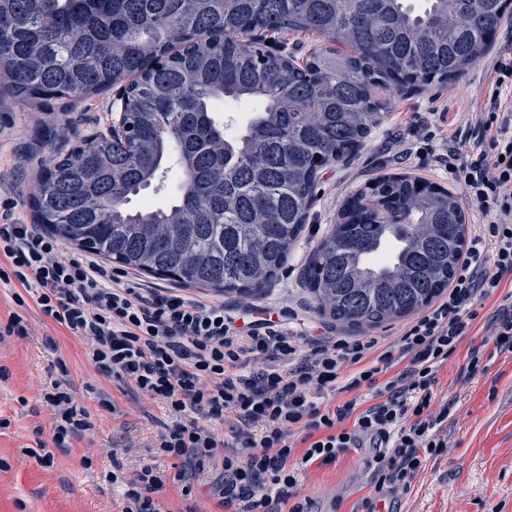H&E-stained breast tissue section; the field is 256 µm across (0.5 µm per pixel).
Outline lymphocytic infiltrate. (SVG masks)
<instances>
[{"instance_id":"f902f5d3","label":"lymphocytic infiltrate","mask_w":512,"mask_h":512,"mask_svg":"<svg viewBox=\"0 0 512 512\" xmlns=\"http://www.w3.org/2000/svg\"><path fill=\"white\" fill-rule=\"evenodd\" d=\"M491 66L496 87L478 101V119L456 125L431 154L483 222L447 294L387 347L375 336L302 339L270 319L245 334L225 317L223 304L149 287L91 255L64 256L38 225L0 223V283L13 287L18 306L0 335H27L21 312L39 310L85 341L97 372L162 401L176 417L153 446L155 456L175 459L173 470L148 463L129 478L111 474L122 489L123 512H162L157 495L168 484L187 499L192 471L210 464L222 468L223 503L234 512H308L299 489L309 466L335 464L346 449L369 442L371 480L381 490L407 485L424 456L447 448L449 409L432 407L436 374L495 296L500 302L488 333L470 347L465 371L482 372L486 345L512 355V292L504 290L512 280V111L501 99L512 81L511 38L493 53ZM387 365L398 371L386 378ZM364 387L372 391L368 406L354 396ZM339 388L349 400L321 406L324 394ZM43 400L54 412V444L91 429L89 413L60 381L47 386Z\"/></svg>"}]
</instances>
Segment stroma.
<instances>
[{"label": "stroma", "instance_id": "1", "mask_svg": "<svg viewBox=\"0 0 512 512\" xmlns=\"http://www.w3.org/2000/svg\"><path fill=\"white\" fill-rule=\"evenodd\" d=\"M495 75L478 63L457 81L419 90L402 86L385 93V117L352 157L321 169L307 224L277 279L252 295H224V313L249 328L270 318L301 334L340 336L344 330L320 316L305 285L309 262L331 233L347 198L376 178L405 173L454 190L448 172L427 152L404 156L400 138L432 112L456 115L466 101L488 95ZM113 91L59 113L51 138L41 135V112L14 99L0 83V215L32 221L28 194L41 157L67 152L79 138L107 132ZM25 336L0 338V512H122L108 476L114 468L134 471L147 446L173 421L165 405L124 394L88 362L83 341L44 315L28 310ZM469 341L437 374L433 403L449 405L448 446L426 458L410 486L386 493L393 512H512V355L484 357L485 370L466 377ZM65 380L75 401L91 412L94 427L68 447L54 449L45 468L32 457L50 441L52 412L41 399L45 380ZM114 408L104 407V400ZM371 448H350L335 465L308 467L301 494L311 512H356L363 500L378 501L370 478ZM91 466H84L83 457Z\"/></svg>", "mask_w": 512, "mask_h": 512}]
</instances>
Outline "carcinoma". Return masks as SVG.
Segmentation results:
<instances>
[{
    "label": "carcinoma",
    "instance_id": "carcinoma-1",
    "mask_svg": "<svg viewBox=\"0 0 512 512\" xmlns=\"http://www.w3.org/2000/svg\"><path fill=\"white\" fill-rule=\"evenodd\" d=\"M508 0H0V79L19 101L124 87L122 139L95 133L41 161L29 206L63 241L187 286L246 294L302 233L319 170L383 120L389 80L443 84L484 57ZM347 45L305 61L256 31ZM250 108L225 131L219 105ZM178 169L175 200L131 208ZM400 243L369 266L386 239ZM466 243L458 197L404 174L351 195L314 253L317 312L350 331L404 318L448 288Z\"/></svg>",
    "mask_w": 512,
    "mask_h": 512
}]
</instances>
